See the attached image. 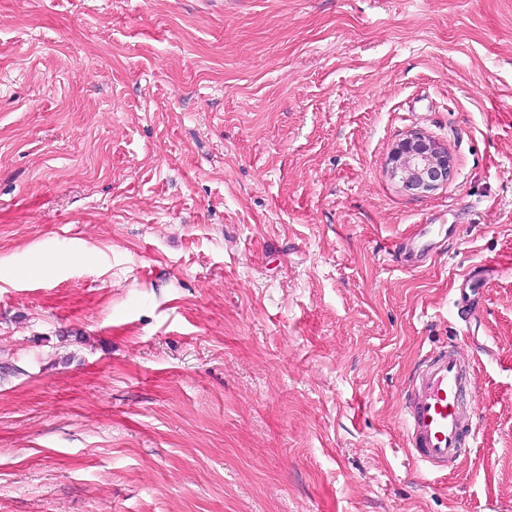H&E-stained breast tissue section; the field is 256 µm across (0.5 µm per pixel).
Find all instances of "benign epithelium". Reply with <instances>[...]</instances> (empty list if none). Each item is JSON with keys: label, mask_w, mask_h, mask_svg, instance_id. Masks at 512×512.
<instances>
[{"label": "benign epithelium", "mask_w": 512, "mask_h": 512, "mask_svg": "<svg viewBox=\"0 0 512 512\" xmlns=\"http://www.w3.org/2000/svg\"><path fill=\"white\" fill-rule=\"evenodd\" d=\"M392 159L393 173L401 175L405 189L416 195L424 196L437 190L453 176L448 150L422 136L399 143Z\"/></svg>", "instance_id": "7a95c632"}]
</instances>
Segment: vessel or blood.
<instances>
[{"label": "vessel or blood", "instance_id": "obj_1", "mask_svg": "<svg viewBox=\"0 0 512 512\" xmlns=\"http://www.w3.org/2000/svg\"><path fill=\"white\" fill-rule=\"evenodd\" d=\"M418 236L392 246L405 267H419L434 251L435 225L421 224ZM499 266L485 261L461 275L460 302H470L476 289L488 287ZM470 343L457 340L430 350L407 384L401 420L404 452L426 471L440 473L459 463L478 440L474 397L477 377Z\"/></svg>", "mask_w": 512, "mask_h": 512}]
</instances>
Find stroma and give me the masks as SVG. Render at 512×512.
Instances as JSON below:
<instances>
[{"label": "stroma", "instance_id": "obj_1", "mask_svg": "<svg viewBox=\"0 0 512 512\" xmlns=\"http://www.w3.org/2000/svg\"><path fill=\"white\" fill-rule=\"evenodd\" d=\"M451 339L479 440L432 474ZM0 512H512V0H0ZM392 159L394 175L401 174L405 189L416 195L424 196L437 190L453 176L448 150L422 136L399 143ZM441 224H416L418 235L422 240L402 239L392 245L393 255L399 256L406 268H417L425 258L436 250L432 237ZM500 265L494 261H485L467 268L461 275V287L457 288L459 293L458 302L468 303L471 296L475 295V289L488 287ZM472 352L465 340L436 347L421 358L407 384L403 450L428 472L448 471L477 443Z\"/></svg>", "mask_w": 512, "mask_h": 512}]
</instances>
